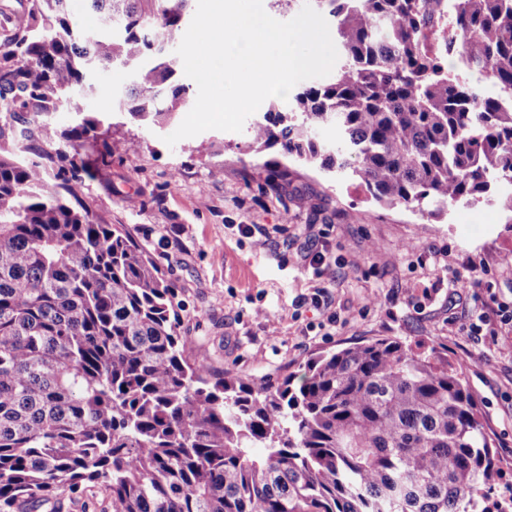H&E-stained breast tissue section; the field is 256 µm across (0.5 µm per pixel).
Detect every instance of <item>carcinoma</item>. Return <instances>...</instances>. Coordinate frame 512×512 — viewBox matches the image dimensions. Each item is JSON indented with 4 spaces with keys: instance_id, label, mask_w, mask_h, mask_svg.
Wrapping results in <instances>:
<instances>
[{
    "instance_id": "obj_1",
    "label": "carcinoma",
    "mask_w": 512,
    "mask_h": 512,
    "mask_svg": "<svg viewBox=\"0 0 512 512\" xmlns=\"http://www.w3.org/2000/svg\"><path fill=\"white\" fill-rule=\"evenodd\" d=\"M88 2L107 33L81 34L67 0H23L0 39V512H512V493L492 499L477 401L434 350L375 338L310 359L296 385L188 356L173 283L86 202L112 146L79 111L88 70L150 56L122 109L171 119L189 87L165 43L188 0ZM315 2L336 73L252 140L349 168L384 205H497L511 222L512 0Z\"/></svg>"
}]
</instances>
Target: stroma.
Listing matches in <instances>:
<instances>
[{
	"instance_id": "stroma-1",
	"label": "stroma",
	"mask_w": 512,
	"mask_h": 512,
	"mask_svg": "<svg viewBox=\"0 0 512 512\" xmlns=\"http://www.w3.org/2000/svg\"><path fill=\"white\" fill-rule=\"evenodd\" d=\"M133 70L89 73L86 109L121 94ZM161 127L114 119L112 164L85 193L123 225L178 290L180 332L242 378L298 377L320 353L378 337L458 364L512 484V328L468 329L489 296L512 305V223L499 207L459 205L435 220L372 200L360 181L283 157L248 131L208 130L167 145ZM287 177L270 178L271 162ZM251 225L252 236L239 233ZM326 248L316 274L308 251ZM264 308L265 317L255 315Z\"/></svg>"
}]
</instances>
